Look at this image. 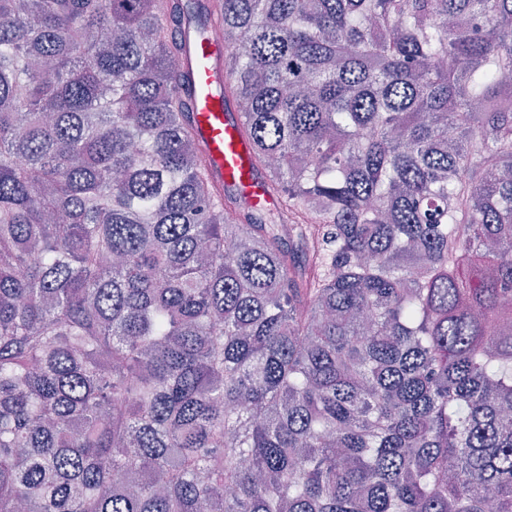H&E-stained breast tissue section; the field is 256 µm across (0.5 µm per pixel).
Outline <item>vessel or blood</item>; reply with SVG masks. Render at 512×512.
<instances>
[{"instance_id":"obj_1","label":"vessel or blood","mask_w":512,"mask_h":512,"mask_svg":"<svg viewBox=\"0 0 512 512\" xmlns=\"http://www.w3.org/2000/svg\"><path fill=\"white\" fill-rule=\"evenodd\" d=\"M223 53L222 41L192 35L187 38L190 79L200 89L195 101L196 129L217 180L247 196L256 207L270 211L279 202L268 193L265 179L252 168L251 149L239 134L237 118L216 91L224 80L218 65Z\"/></svg>"}]
</instances>
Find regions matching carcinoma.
Wrapping results in <instances>:
<instances>
[{
	"label": "carcinoma",
	"mask_w": 512,
	"mask_h": 512,
	"mask_svg": "<svg viewBox=\"0 0 512 512\" xmlns=\"http://www.w3.org/2000/svg\"><path fill=\"white\" fill-rule=\"evenodd\" d=\"M509 94L512 0H0V512H512ZM223 54L224 43L214 37H187L190 80L201 90L193 112L196 129L217 180L247 196L256 207L274 210L279 201L267 192L266 180L252 168L251 149L239 134L236 115L216 92L224 82L218 65Z\"/></svg>",
	"instance_id": "cac0c4a2"
}]
</instances>
